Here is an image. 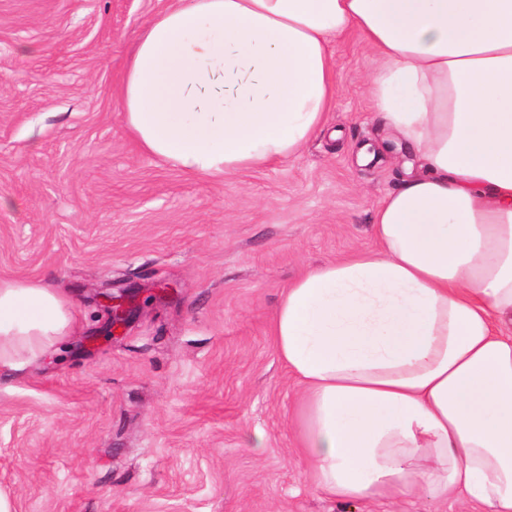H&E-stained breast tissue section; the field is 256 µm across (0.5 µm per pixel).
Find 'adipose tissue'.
I'll return each mask as SVG.
<instances>
[{"label":"adipose tissue","mask_w":512,"mask_h":512,"mask_svg":"<svg viewBox=\"0 0 512 512\" xmlns=\"http://www.w3.org/2000/svg\"><path fill=\"white\" fill-rule=\"evenodd\" d=\"M351 32L419 169L376 209V249L308 269L274 311L300 446L334 499L512 512V0H172L127 61L124 125L191 177L293 157L325 127L331 43ZM77 320L69 296L0 277V365Z\"/></svg>","instance_id":"adipose-tissue-1"}]
</instances>
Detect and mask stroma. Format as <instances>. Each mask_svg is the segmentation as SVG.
<instances>
[{
	"label": "stroma",
	"instance_id": "stroma-1",
	"mask_svg": "<svg viewBox=\"0 0 512 512\" xmlns=\"http://www.w3.org/2000/svg\"><path fill=\"white\" fill-rule=\"evenodd\" d=\"M169 3L0 0V277L79 307L56 352L0 368V493L15 512H481L320 492L269 332L308 267L375 248L373 214L411 159L367 94L374 52L355 33L333 42L335 108L296 156L190 177L140 150L116 99ZM108 283L169 295L101 339Z\"/></svg>",
	"mask_w": 512,
	"mask_h": 512
}]
</instances>
